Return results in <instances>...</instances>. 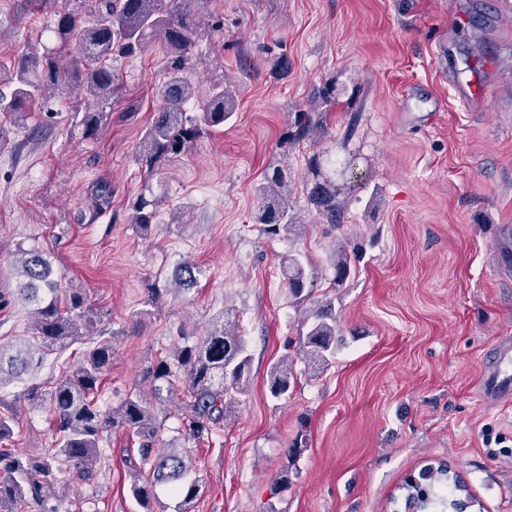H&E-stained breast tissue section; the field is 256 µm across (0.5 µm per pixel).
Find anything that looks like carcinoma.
<instances>
[{
    "instance_id": "obj_1",
    "label": "carcinoma",
    "mask_w": 512,
    "mask_h": 512,
    "mask_svg": "<svg viewBox=\"0 0 512 512\" xmlns=\"http://www.w3.org/2000/svg\"><path fill=\"white\" fill-rule=\"evenodd\" d=\"M86 13L59 12L54 33L60 47L42 56L22 54L9 66L0 64V114L24 129L32 112H39L56 99V92L80 89L88 98L107 104L118 74L112 63L137 56L147 44L158 41L164 51L166 81L162 89L164 106L146 129L139 163L154 168L158 163L185 153L204 133L224 127L236 108L235 91L214 85L205 102L195 112L185 105L197 97L196 85L187 76L196 59L198 22L187 9L194 0H83ZM336 99L334 89L322 91L326 109L313 107L294 113L285 132L288 145L312 141L328 129V110ZM81 114L84 132L95 135L103 113L75 110ZM331 160L314 154L308 159L303 182L304 210L295 208L288 185V168L279 166L265 174L259 188L261 205L255 223L264 234L288 239L303 234L302 212L319 224L337 229L345 222V210L336 183L324 173ZM127 223L147 235L156 224L157 203L139 195L127 206ZM333 278L320 292V279L312 262L300 254H288L280 265V275L295 306L311 301L300 323L297 355L308 369L325 368L336 353V314L330 292L344 287L355 274L360 257L343 240L329 255ZM22 283L21 298L33 306L32 340H22L6 349L0 344V389L20 378L34 364L52 354L60 355L86 340L96 329L95 313L88 307L82 288H70L64 299L57 295V283L49 260L37 250L21 252L14 264ZM197 281V268L186 261L176 267L173 282L189 289ZM183 345L150 366L143 382L152 397L130 391L118 406L102 405L105 376L112 365V339L97 336L74 367L62 371L53 385L26 388L21 400L30 409L50 405L55 447L37 456H24L13 449L0 448V512H19L22 505L47 504L49 490L67 470H75L92 486L106 455L108 435L125 429L138 438L139 472L133 474L128 491L144 512H152L153 488L170 484L180 498L178 512H188L200 496L201 479L190 457L180 448L160 450L161 424L157 405L182 388L185 394L181 431L197 443H208L220 429L228 406L246 394L250 380L251 355L241 334L239 319L224 310L210 332L195 341L181 333ZM294 359L285 356L269 371V392L275 398L288 393L294 383ZM0 443L9 440L16 410L1 401ZM403 507L418 512H466L475 499L458 475L440 463L428 465L411 475L402 485Z\"/></svg>"
}]
</instances>
